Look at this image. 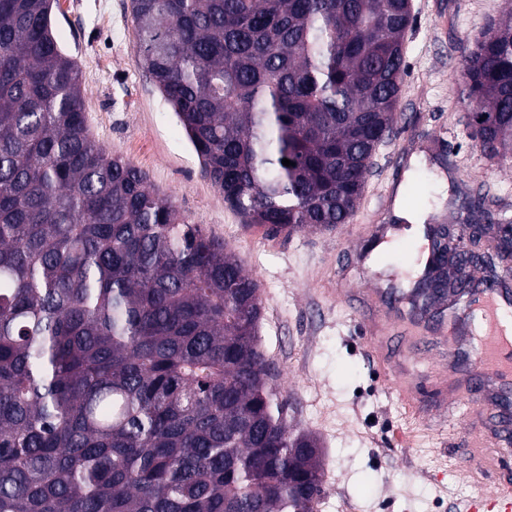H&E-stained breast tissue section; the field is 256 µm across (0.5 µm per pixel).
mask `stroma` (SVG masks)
Returning a JSON list of instances; mask_svg holds the SVG:
<instances>
[{
	"instance_id": "35a3bbf8",
	"label": "stroma",
	"mask_w": 512,
	"mask_h": 512,
	"mask_svg": "<svg viewBox=\"0 0 512 512\" xmlns=\"http://www.w3.org/2000/svg\"><path fill=\"white\" fill-rule=\"evenodd\" d=\"M507 7V0H412L398 133L379 147L352 223L287 236L243 224L202 175L184 128L140 65L131 0H61L53 11L57 40L81 71L93 137L144 171L188 222L222 240L257 280L260 345L290 396L287 422L315 435L322 448L324 492L316 512H336L344 497L358 512H461L476 492L449 467L466 437L464 408L439 425L409 415L360 348L377 305L355 292L336 297L332 291L361 287L370 256L361 227L388 223L392 188L418 172L430 178L433 212L444 211L450 187L483 185L512 219V165L468 138L459 100L464 49L474 47ZM435 138L450 146L448 169L429 164L422 152ZM436 327L426 324L425 350L409 363L414 387L430 405L439 388L428 373L444 354Z\"/></svg>"
}]
</instances>
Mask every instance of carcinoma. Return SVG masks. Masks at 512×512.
<instances>
[{
    "label": "carcinoma",
    "instance_id": "1",
    "mask_svg": "<svg viewBox=\"0 0 512 512\" xmlns=\"http://www.w3.org/2000/svg\"><path fill=\"white\" fill-rule=\"evenodd\" d=\"M57 0H0V512H314L258 282L89 133ZM136 51L245 224L334 229L397 134L408 0H131ZM512 164V12L463 54ZM294 165L286 167L282 159ZM484 189L456 223H500ZM512 247L448 277L496 283Z\"/></svg>",
    "mask_w": 512,
    "mask_h": 512
}]
</instances>
